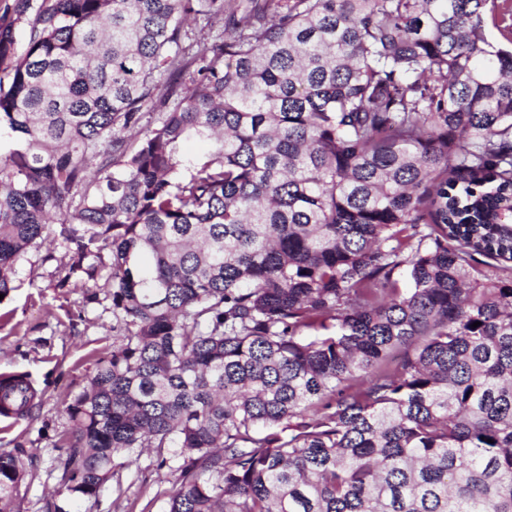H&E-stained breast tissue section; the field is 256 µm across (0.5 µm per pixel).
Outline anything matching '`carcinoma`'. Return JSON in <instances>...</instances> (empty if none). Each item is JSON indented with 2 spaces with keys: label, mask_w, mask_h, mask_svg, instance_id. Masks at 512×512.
Wrapping results in <instances>:
<instances>
[{
  "label": "carcinoma",
  "mask_w": 512,
  "mask_h": 512,
  "mask_svg": "<svg viewBox=\"0 0 512 512\" xmlns=\"http://www.w3.org/2000/svg\"><path fill=\"white\" fill-rule=\"evenodd\" d=\"M488 2L4 5L0 294L56 224V287L109 268L127 331L66 406L56 512L169 448L166 512H512V51ZM192 16L220 28L194 53ZM35 397L0 374L1 415ZM25 475L0 452V512Z\"/></svg>",
  "instance_id": "obj_1"
}]
</instances>
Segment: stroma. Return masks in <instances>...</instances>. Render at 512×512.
I'll return each instance as SVG.
<instances>
[{
  "label": "stroma",
  "instance_id": "1",
  "mask_svg": "<svg viewBox=\"0 0 512 512\" xmlns=\"http://www.w3.org/2000/svg\"><path fill=\"white\" fill-rule=\"evenodd\" d=\"M65 245L52 238L17 266L14 287L0 301V373H27L37 392L27 418H0V451L17 454L26 477L11 512H54L61 498L59 460L72 424L66 413L97 360L111 352L112 312L105 280L91 288H61ZM180 457L158 466L155 455L116 471L96 501H73L69 512H166Z\"/></svg>",
  "mask_w": 512,
  "mask_h": 512
}]
</instances>
